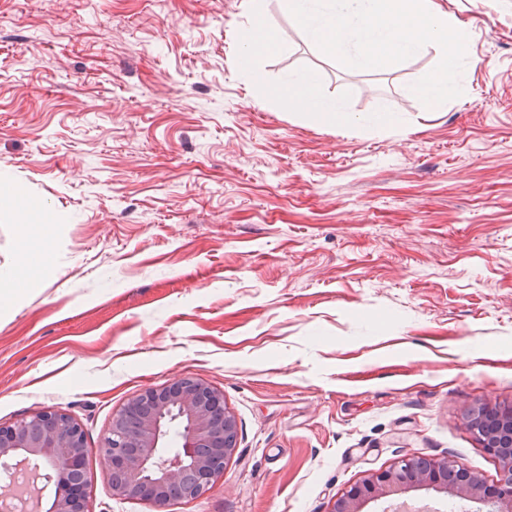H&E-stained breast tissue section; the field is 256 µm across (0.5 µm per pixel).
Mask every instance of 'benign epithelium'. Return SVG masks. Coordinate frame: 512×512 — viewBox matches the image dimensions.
<instances>
[{"label": "benign epithelium", "instance_id": "1", "mask_svg": "<svg viewBox=\"0 0 512 512\" xmlns=\"http://www.w3.org/2000/svg\"><path fill=\"white\" fill-rule=\"evenodd\" d=\"M468 426L501 474L494 489L450 456H404L387 470L369 473L335 498L329 512H362L371 499L432 489L480 504L477 512H512V404H481L467 413ZM175 433L177 446L159 443ZM237 421L222 394L206 382L179 378L147 388L112 416L99 449L108 458L112 495L146 501L163 512L174 501L205 496L224 474L236 448ZM0 474L14 493L0 497V512H13L24 485L18 475L42 480L28 489L55 492L46 512H92L82 425L65 409L47 407L8 426L0 425Z\"/></svg>", "mask_w": 512, "mask_h": 512}]
</instances>
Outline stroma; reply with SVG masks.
<instances>
[{"instance_id":"1","label":"stroma","mask_w":512,"mask_h":512,"mask_svg":"<svg viewBox=\"0 0 512 512\" xmlns=\"http://www.w3.org/2000/svg\"><path fill=\"white\" fill-rule=\"evenodd\" d=\"M470 25L460 97L438 111L400 70L288 49L238 68L250 0H0V180L52 220L53 282L0 316V424L45 407L99 450L135 395L191 376L238 424L224 473L169 512H329L406 455L499 463L466 412L512 404V0H439ZM307 68L382 132L288 111Z\"/></svg>"}]
</instances>
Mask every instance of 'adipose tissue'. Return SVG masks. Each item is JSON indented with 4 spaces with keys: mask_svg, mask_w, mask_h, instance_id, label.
<instances>
[{
    "mask_svg": "<svg viewBox=\"0 0 512 512\" xmlns=\"http://www.w3.org/2000/svg\"><path fill=\"white\" fill-rule=\"evenodd\" d=\"M252 4L255 20L241 36L239 68L251 83L260 85L264 76L254 65L255 55L283 51L285 44L260 20L263 0H252ZM273 94L289 109L331 124L345 125L352 120L351 113L346 112L342 104L320 94L319 75L312 69L289 75L286 81L274 88ZM19 227L22 240L18 258L12 267L0 269V315L12 311L22 295L38 291L55 277V268L46 253L44 225L23 221Z\"/></svg>",
    "mask_w": 512,
    "mask_h": 512,
    "instance_id": "ef3b65f1",
    "label": "adipose tissue"
}]
</instances>
